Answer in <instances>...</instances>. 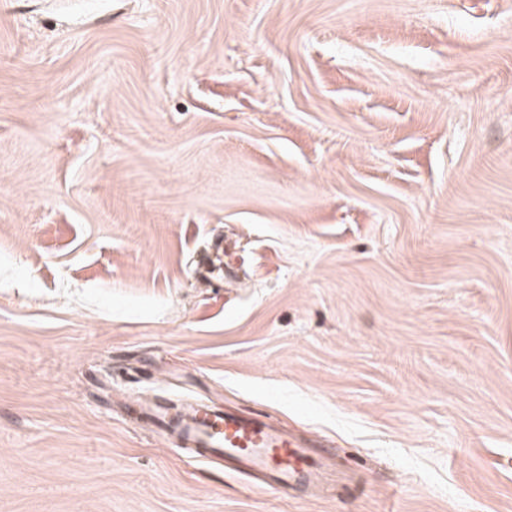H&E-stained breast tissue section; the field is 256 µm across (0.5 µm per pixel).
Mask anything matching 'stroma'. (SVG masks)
I'll return each mask as SVG.
<instances>
[{"mask_svg":"<svg viewBox=\"0 0 512 512\" xmlns=\"http://www.w3.org/2000/svg\"><path fill=\"white\" fill-rule=\"evenodd\" d=\"M0 512H512V0H0ZM147 416L162 437L174 439L181 449L256 472L274 490L306 491L326 485V473L307 447L260 415L199 405L172 413L158 404Z\"/></svg>","mask_w":512,"mask_h":512,"instance_id":"stroma-1","label":"stroma"}]
</instances>
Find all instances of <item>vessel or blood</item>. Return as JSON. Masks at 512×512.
Instances as JSON below:
<instances>
[{
	"mask_svg": "<svg viewBox=\"0 0 512 512\" xmlns=\"http://www.w3.org/2000/svg\"><path fill=\"white\" fill-rule=\"evenodd\" d=\"M149 418L162 437L174 439L181 449L256 472L274 490L325 486L326 473L307 447L260 416L199 405L174 413L159 404Z\"/></svg>",
	"mask_w": 512,
	"mask_h": 512,
	"instance_id": "b4317fda",
	"label": "vessel or blood"
}]
</instances>
